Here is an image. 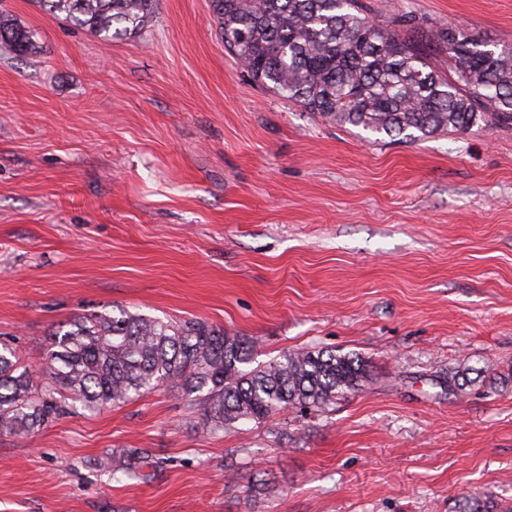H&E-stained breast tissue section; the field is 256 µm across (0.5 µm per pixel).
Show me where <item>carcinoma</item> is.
<instances>
[{
  "mask_svg": "<svg viewBox=\"0 0 512 512\" xmlns=\"http://www.w3.org/2000/svg\"><path fill=\"white\" fill-rule=\"evenodd\" d=\"M53 19L103 40L133 39L153 21L156 0H38ZM224 47L259 86L340 125L417 140L479 123L512 127V48L458 26L417 31L414 18L386 24L358 0H213ZM448 59L440 69L430 47ZM34 33L0 13V55L36 52ZM255 345L200 321L91 312L52 335L34 371L0 345V434L27 437L67 413L118 407L160 386L203 403L197 428L213 434L283 411H323L370 379L359 354L284 352L254 364ZM448 375V391L472 383ZM117 482H149L159 463L127 448L108 463Z\"/></svg>",
  "mask_w": 512,
  "mask_h": 512,
  "instance_id": "1",
  "label": "carcinoma"
}]
</instances>
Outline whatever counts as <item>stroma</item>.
<instances>
[{
    "label": "stroma",
    "mask_w": 512,
    "mask_h": 512,
    "mask_svg": "<svg viewBox=\"0 0 512 512\" xmlns=\"http://www.w3.org/2000/svg\"><path fill=\"white\" fill-rule=\"evenodd\" d=\"M512 46V0H361ZM36 35L0 57V343L39 367L77 316L201 319L355 352L360 391L210 435L163 387L0 435V512H512V128L391 140L257 86L210 0H157L105 41L0 0ZM489 370L451 395L449 373ZM166 463L113 481L112 453Z\"/></svg>",
    "instance_id": "stroma-1"
}]
</instances>
